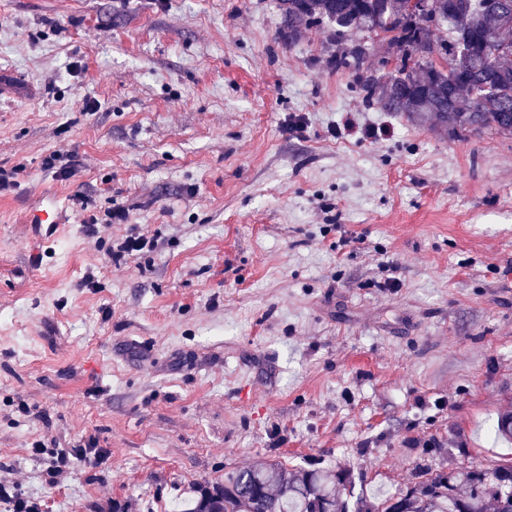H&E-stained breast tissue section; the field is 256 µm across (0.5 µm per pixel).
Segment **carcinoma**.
Segmentation results:
<instances>
[{
	"mask_svg": "<svg viewBox=\"0 0 512 512\" xmlns=\"http://www.w3.org/2000/svg\"><path fill=\"white\" fill-rule=\"evenodd\" d=\"M288 39L328 24L336 41L360 32L395 49L386 80L367 77V98L389 112H428L449 133L491 131L512 137V0H281ZM354 46L336 66L359 70ZM340 471L289 469L279 462L227 476L203 491L192 512H349ZM377 512H512V461L435 470Z\"/></svg>",
	"mask_w": 512,
	"mask_h": 512,
	"instance_id": "obj_1",
	"label": "carcinoma"
}]
</instances>
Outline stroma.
<instances>
[{
	"label": "stroma",
	"instance_id": "obj_1",
	"mask_svg": "<svg viewBox=\"0 0 512 512\" xmlns=\"http://www.w3.org/2000/svg\"><path fill=\"white\" fill-rule=\"evenodd\" d=\"M395 61L289 41L278 0H0V477L45 512H191L281 462L371 507L512 458V138L367 100ZM43 194L68 222L40 243ZM135 227L157 249L113 262ZM48 434L106 456L49 483ZM128 212L123 208H108L102 214H93L89 217L88 222L83 225L84 232L87 236L94 237L99 232V226L102 224H112V221H127Z\"/></svg>",
	"mask_w": 512,
	"mask_h": 512
}]
</instances>
